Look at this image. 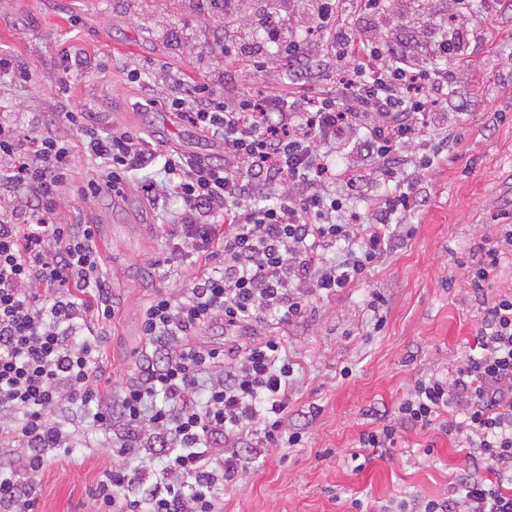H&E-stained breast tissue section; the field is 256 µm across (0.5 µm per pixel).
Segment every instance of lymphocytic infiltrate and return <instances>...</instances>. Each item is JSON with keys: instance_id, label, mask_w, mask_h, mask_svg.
Masks as SVG:
<instances>
[{"instance_id": "f902f5d3", "label": "lymphocytic infiltrate", "mask_w": 512, "mask_h": 512, "mask_svg": "<svg viewBox=\"0 0 512 512\" xmlns=\"http://www.w3.org/2000/svg\"><path fill=\"white\" fill-rule=\"evenodd\" d=\"M343 0H294L258 5L225 0L229 21L262 25L289 64L307 54L283 21L299 15L329 34L327 55L336 85H305L258 98L226 95L206 83H181L165 97L171 111L224 142V159L211 162L181 150H160L141 134L98 130L87 113L65 112L78 144L51 130L28 133L0 117V189L23 193L24 210L0 214V408L10 424L0 445L20 449L0 468V512H31L25 475L42 469L43 449H69L65 410L93 409L112 437L114 463L100 486L101 512H123L122 489L134 482L127 458L159 450L164 465L145 496V512H216L218 484H232L249 457L272 446L296 447L284 416L294 364L273 336L239 342L242 331L278 317H302L313 297L365 280L396 234L391 222L422 204L398 177L426 146L422 111L448 86L442 69H422L420 57L457 58L459 34L405 51L385 36L362 38L348 27ZM364 133L378 172L390 189L374 204L375 220L350 224L332 197L328 175L361 180L358 164L336 171L329 148L345 132ZM97 164L83 195L123 194L135 172L161 165L163 182H149L156 204L176 195L177 223L164 227L168 269L162 279L189 273L186 288L158 287L141 317L146 346L136 373L115 395L101 392L97 339L72 341L88 316L107 320L112 299L91 224H58L53 215L75 150ZM343 246L341 261L324 250ZM233 336L225 349L195 342L215 321ZM457 416L445 419L449 407ZM440 426L467 450L469 468L451 495L415 496L380 512H512V295L487 301L473 351L448 376L417 379L377 429L359 445L376 453L394 448L402 432Z\"/></svg>"}]
</instances>
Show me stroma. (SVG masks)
I'll return each instance as SVG.
<instances>
[{
	"instance_id": "35a3bbf8",
	"label": "stroma",
	"mask_w": 512,
	"mask_h": 512,
	"mask_svg": "<svg viewBox=\"0 0 512 512\" xmlns=\"http://www.w3.org/2000/svg\"><path fill=\"white\" fill-rule=\"evenodd\" d=\"M349 20L364 37L389 35L392 44L441 35L456 13L454 0H421L413 27H397L392 16H377L348 4ZM209 42H202L201 31ZM222 19L200 14L191 0H0V53L16 56L27 80L0 83V113L24 130L51 127L76 141L62 111L90 113L99 129L137 131L203 159L224 157L221 140L203 137L164 107L146 108L149 95H164L171 80L231 84L254 94L295 81L296 72L266 56L257 72L246 51L264 43ZM458 60L424 57L426 67L448 73V90L425 112L420 129L437 142L440 157L428 169L405 166V182L425 197L405 217L414 233L383 256L365 282L312 300L303 317L280 324V337L293 360L286 424L305 433L294 448H268L236 482L219 491V512H352L359 498L370 512L412 495H449L466 466V452L442 429L403 432L383 458L354 470L349 455L363 431L394 410L418 378L446 373L474 346L483 302L512 294V250L482 287L471 270L482 249L492 247L502 225H512V0L475 8L464 32ZM243 45V54L223 60L225 45ZM69 48L90 60L70 97L55 96L58 51ZM141 74L132 80L131 71ZM351 160L368 171L363 191L343 182L331 189L347 214L372 216L373 204L388 186L373 172V160L356 135ZM96 164L76 154L58 200L60 224L108 227L102 243L103 275L112 295L110 322L87 319L78 336L101 345V390L118 387L135 369L143 346L141 311L158 284L155 266L167 250L162 224L178 209L170 199L151 206L142 185L155 168L138 171L123 195L104 191L85 199L80 190ZM381 292L380 312L369 306L371 290ZM79 443L69 452L48 449L43 469L30 476L36 494L33 512H97L99 489L112 468L109 436L89 418L76 419Z\"/></svg>"
}]
</instances>
